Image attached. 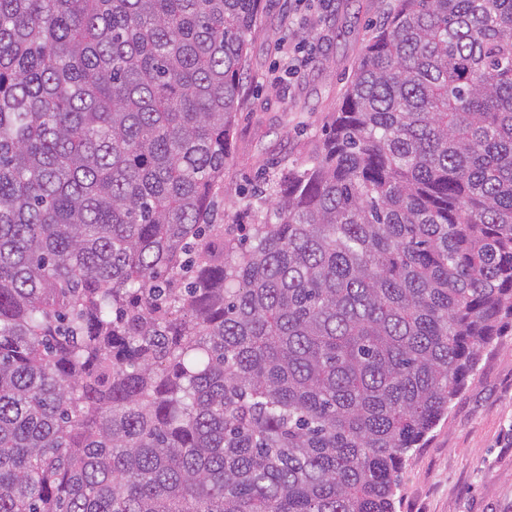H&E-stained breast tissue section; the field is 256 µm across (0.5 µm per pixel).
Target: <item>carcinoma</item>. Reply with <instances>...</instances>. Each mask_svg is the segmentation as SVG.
Masks as SVG:
<instances>
[{"mask_svg":"<svg viewBox=\"0 0 512 512\" xmlns=\"http://www.w3.org/2000/svg\"><path fill=\"white\" fill-rule=\"evenodd\" d=\"M261 0H0V512H395L512 327V0H389L218 223Z\"/></svg>","mask_w":512,"mask_h":512,"instance_id":"1","label":"carcinoma"}]
</instances>
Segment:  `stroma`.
<instances>
[{
	"label": "stroma",
	"mask_w": 512,
	"mask_h": 512,
	"mask_svg": "<svg viewBox=\"0 0 512 512\" xmlns=\"http://www.w3.org/2000/svg\"><path fill=\"white\" fill-rule=\"evenodd\" d=\"M388 0H262L247 57L243 104L224 169L222 223L241 214L264 172L315 151ZM307 14L291 45L306 67L289 71L278 45L288 11ZM396 512H512V329L483 352L447 417L400 477Z\"/></svg>",
	"instance_id": "stroma-1"
}]
</instances>
